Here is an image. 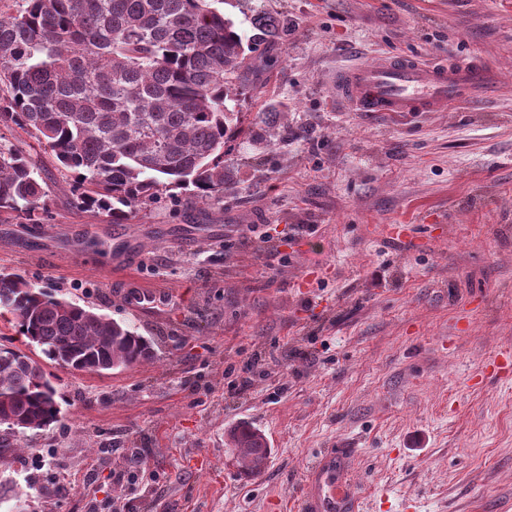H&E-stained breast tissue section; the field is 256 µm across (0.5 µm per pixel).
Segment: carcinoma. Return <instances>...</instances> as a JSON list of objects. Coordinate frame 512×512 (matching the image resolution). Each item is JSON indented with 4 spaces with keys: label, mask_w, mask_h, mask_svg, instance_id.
Returning <instances> with one entry per match:
<instances>
[{
    "label": "carcinoma",
    "mask_w": 512,
    "mask_h": 512,
    "mask_svg": "<svg viewBox=\"0 0 512 512\" xmlns=\"http://www.w3.org/2000/svg\"><path fill=\"white\" fill-rule=\"evenodd\" d=\"M262 41L277 21L255 22ZM269 60L245 46L212 0H23L0 11V121L26 131L76 174L84 209L126 224L175 189L219 208L235 170L224 148L243 144L239 100ZM46 189L35 163L0 137V213L44 220ZM0 332L18 329L44 357L99 373L135 367L152 341L131 325L61 298L16 273H0ZM53 374L0 344V413L38 431L57 421ZM239 473L261 476L269 452L247 422L229 431ZM18 434H0V457Z\"/></svg>",
    "instance_id": "cac0c4a2"
}]
</instances>
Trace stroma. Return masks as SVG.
I'll return each mask as SVG.
<instances>
[{
    "instance_id": "stroma-1",
    "label": "stroma",
    "mask_w": 512,
    "mask_h": 512,
    "mask_svg": "<svg viewBox=\"0 0 512 512\" xmlns=\"http://www.w3.org/2000/svg\"><path fill=\"white\" fill-rule=\"evenodd\" d=\"M244 39L279 22L268 73L239 101L261 164L212 209L166 198L128 224L67 200L72 173L21 129L0 136L47 184L48 216H0V271L154 342L101 374L57 365L60 409L0 459L26 512H300L346 450L360 512H512V375L473 384L512 348V0H222ZM387 54L479 60L500 88L445 112H356L336 73ZM395 224L414 227L391 240ZM166 295L135 312L122 279ZM251 382L239 390L242 379ZM271 454L242 478L227 431ZM130 477L116 483L113 473Z\"/></svg>"
}]
</instances>
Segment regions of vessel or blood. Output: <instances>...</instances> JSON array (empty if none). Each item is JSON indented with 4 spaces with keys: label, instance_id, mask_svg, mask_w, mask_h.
<instances>
[{
    "label": "vessel or blood",
    "instance_id": "obj_1",
    "mask_svg": "<svg viewBox=\"0 0 512 512\" xmlns=\"http://www.w3.org/2000/svg\"><path fill=\"white\" fill-rule=\"evenodd\" d=\"M489 72L476 64L437 67L408 55H389L370 65L344 69L336 91L357 112H441L462 98L490 88ZM303 512H356L347 480L326 472L319 485L303 484Z\"/></svg>",
    "mask_w": 512,
    "mask_h": 512
}]
</instances>
